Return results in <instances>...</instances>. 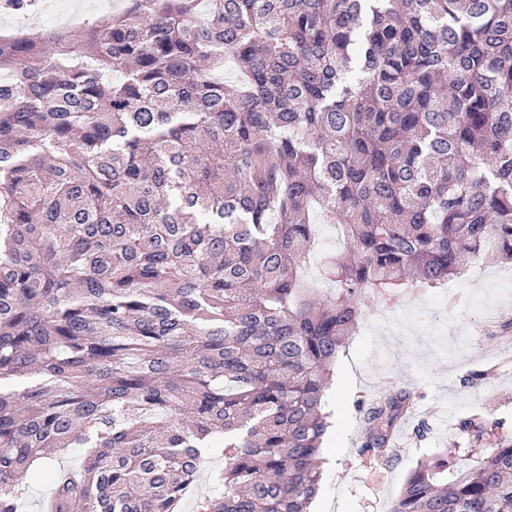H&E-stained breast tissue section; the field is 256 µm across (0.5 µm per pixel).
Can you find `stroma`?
<instances>
[{
  "label": "stroma",
  "instance_id": "stroma-1",
  "mask_svg": "<svg viewBox=\"0 0 512 512\" xmlns=\"http://www.w3.org/2000/svg\"><path fill=\"white\" fill-rule=\"evenodd\" d=\"M125 0H69V14L36 15L31 26L51 34L70 27L78 11L92 21L116 11ZM317 248L303 260L311 287L331 292L323 275L326 255L344 250L334 228L319 229ZM443 288L405 290L359 301L362 311L377 308V322L360 323L333 366L327 410L332 437L324 441L317 494L322 512H390L402 485L424 458L448 455L453 468L480 460L459 423L474 419L484 430L512 434V264L472 263L466 277ZM489 318L477 334L479 315ZM408 388L414 406L395 436L390 462L377 463L359 452L360 402L388 387Z\"/></svg>",
  "mask_w": 512,
  "mask_h": 512
}]
</instances>
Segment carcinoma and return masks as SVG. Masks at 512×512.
<instances>
[{"instance_id":"cac0c4a2","label":"carcinoma","mask_w":512,"mask_h":512,"mask_svg":"<svg viewBox=\"0 0 512 512\" xmlns=\"http://www.w3.org/2000/svg\"><path fill=\"white\" fill-rule=\"evenodd\" d=\"M208 2L0 36V512L45 471L42 512H183L205 448L195 512H307L358 299L512 261V0ZM461 430L480 462L421 461L391 512H512V436ZM326 238L327 243L323 244ZM345 248V241H342L336 234V229L330 226L321 225L319 228V242L317 248L308 253L303 260V266L306 272V279L312 288H322L318 292L320 295H328L333 291V285L324 278L323 261L328 254H339Z\"/></svg>"}]
</instances>
